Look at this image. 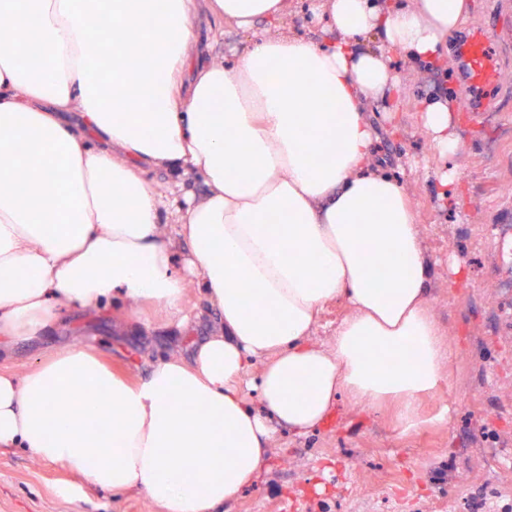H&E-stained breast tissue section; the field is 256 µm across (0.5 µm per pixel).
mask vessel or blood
Segmentation results:
<instances>
[{"instance_id":"1","label":"vessel or blood","mask_w":512,"mask_h":512,"mask_svg":"<svg viewBox=\"0 0 512 512\" xmlns=\"http://www.w3.org/2000/svg\"><path fill=\"white\" fill-rule=\"evenodd\" d=\"M466 81L471 89V107L480 110L500 81L499 49L483 30H473L457 48Z\"/></svg>"}]
</instances>
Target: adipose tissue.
<instances>
[{"label": "adipose tissue", "mask_w": 512, "mask_h": 512, "mask_svg": "<svg viewBox=\"0 0 512 512\" xmlns=\"http://www.w3.org/2000/svg\"><path fill=\"white\" fill-rule=\"evenodd\" d=\"M472 6L318 0L317 42L261 31L288 0H0V355L63 309L105 303H151L188 332L195 280L218 315L142 382L77 346L19 378L0 371V451L163 512H222L267 464L271 423L306 433L347 397L418 426L421 397L447 379L446 344L413 201L370 166L367 108L398 89L391 51L450 70ZM204 17L214 36L227 23L248 34L233 64H195ZM92 20L126 35L112 53L127 63L108 75L85 51ZM420 110L436 150L458 156V95ZM152 170L176 171V187ZM337 298L351 314L327 351L312 336Z\"/></svg>", "instance_id": "ef3b65f1"}]
</instances>
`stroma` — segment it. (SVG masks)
Here are the masks:
<instances>
[{
  "label": "stroma",
  "instance_id": "obj_1",
  "mask_svg": "<svg viewBox=\"0 0 512 512\" xmlns=\"http://www.w3.org/2000/svg\"><path fill=\"white\" fill-rule=\"evenodd\" d=\"M489 31L504 59L502 88L487 112L458 115L464 150L456 160L463 199L438 194L448 160L432 145L419 105L470 92L459 74L437 85L424 65L394 53L402 82L392 103H373L376 157L408 188L423 245L434 261L431 311L449 347L442 389L422 401L424 423L406 431L388 408L340 400L323 426L304 435L277 428L255 483L224 512H512V0H474L449 48L467 32ZM463 262L462 286L448 264ZM84 346L129 380L145 379L184 343L162 310L138 305L65 310L38 338L18 343L0 369L23 375L46 353ZM0 512H162L130 490L86 485L62 464L18 450L0 453Z\"/></svg>",
  "mask_w": 512,
  "mask_h": 512
}]
</instances>
